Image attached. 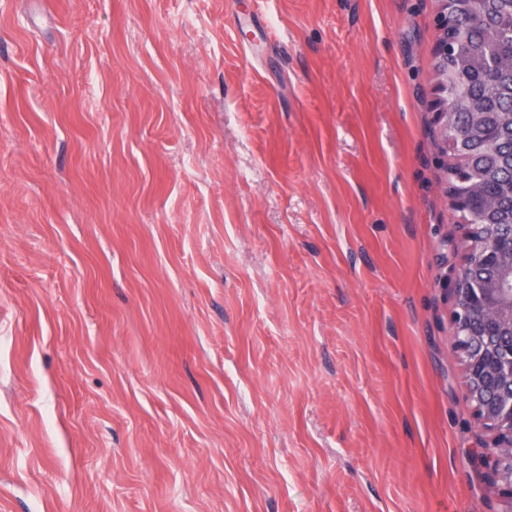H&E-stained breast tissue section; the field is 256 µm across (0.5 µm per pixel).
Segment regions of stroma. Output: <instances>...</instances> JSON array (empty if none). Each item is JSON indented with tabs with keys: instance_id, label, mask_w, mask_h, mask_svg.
Masks as SVG:
<instances>
[{
	"instance_id": "obj_1",
	"label": "stroma",
	"mask_w": 512,
	"mask_h": 512,
	"mask_svg": "<svg viewBox=\"0 0 512 512\" xmlns=\"http://www.w3.org/2000/svg\"><path fill=\"white\" fill-rule=\"evenodd\" d=\"M436 12L0 0V512H502ZM445 83H442L439 90H437V99H436V110H435V120L439 125L442 133H447V130L450 127V119L452 115V110L454 108L453 101H450L447 97V91Z\"/></svg>"
}]
</instances>
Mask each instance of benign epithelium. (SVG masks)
Masks as SVG:
<instances>
[{"mask_svg":"<svg viewBox=\"0 0 512 512\" xmlns=\"http://www.w3.org/2000/svg\"><path fill=\"white\" fill-rule=\"evenodd\" d=\"M454 104L446 85L437 90L435 120L450 128ZM471 242L464 264L484 270L480 276L453 279L456 354L464 365L467 398L481 424L494 433L482 460L512 512V237L501 239L493 224Z\"/></svg>","mask_w":512,"mask_h":512,"instance_id":"1","label":"benign epithelium"}]
</instances>
